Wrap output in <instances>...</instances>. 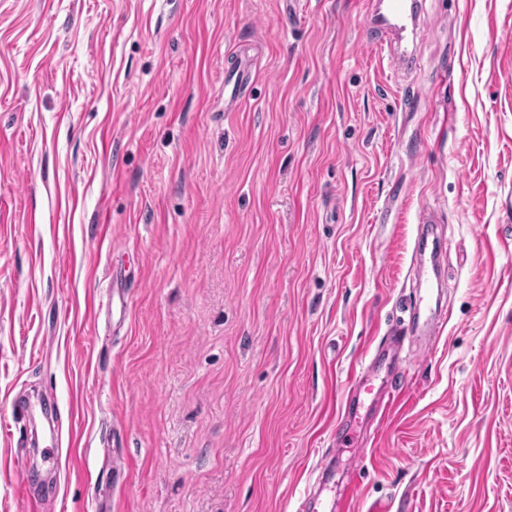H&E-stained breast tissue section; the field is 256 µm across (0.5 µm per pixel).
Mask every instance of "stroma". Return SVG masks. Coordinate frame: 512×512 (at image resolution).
<instances>
[{"instance_id": "35a3bbf8", "label": "stroma", "mask_w": 512, "mask_h": 512, "mask_svg": "<svg viewBox=\"0 0 512 512\" xmlns=\"http://www.w3.org/2000/svg\"><path fill=\"white\" fill-rule=\"evenodd\" d=\"M373 3L0 0V512H512V0H423L400 73ZM426 208L449 317L360 427ZM251 79V72L242 63L231 67L227 73L224 72V93L228 91L229 102L237 99L240 89ZM376 376L371 363L366 371L353 376L351 388L358 390L359 393L363 392L370 399V406L382 407L383 410H386L392 406L394 400V393L392 394L390 391L393 386L392 383L389 384V380L386 385L376 386L373 383ZM353 494L348 493L339 505L329 502L321 493L313 496H305L299 506L300 512H351Z\"/></svg>"}]
</instances>
